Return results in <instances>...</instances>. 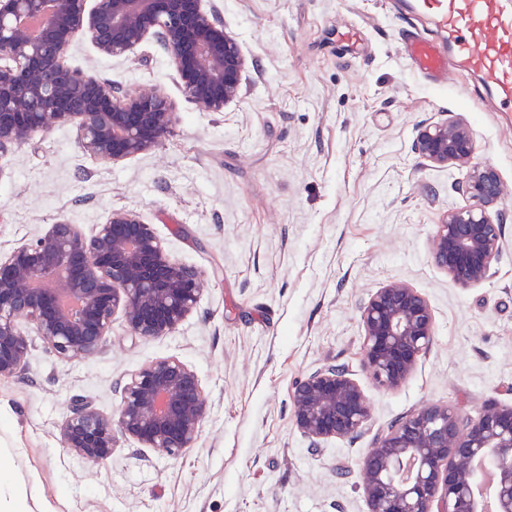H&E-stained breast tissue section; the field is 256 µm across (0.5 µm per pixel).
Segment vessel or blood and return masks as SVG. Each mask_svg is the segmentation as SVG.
Masks as SVG:
<instances>
[{
    "label": "vessel or blood",
    "instance_id": "1",
    "mask_svg": "<svg viewBox=\"0 0 512 512\" xmlns=\"http://www.w3.org/2000/svg\"><path fill=\"white\" fill-rule=\"evenodd\" d=\"M447 31L439 47L413 36L406 43L415 66L432 83L451 70L479 76L494 99L512 110V7L506 0H436Z\"/></svg>",
    "mask_w": 512,
    "mask_h": 512
}]
</instances>
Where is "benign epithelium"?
<instances>
[{"mask_svg":"<svg viewBox=\"0 0 512 512\" xmlns=\"http://www.w3.org/2000/svg\"><path fill=\"white\" fill-rule=\"evenodd\" d=\"M105 57L153 38L175 65L187 97L222 112L238 97L247 68L237 40L205 0H0V159L38 132L73 126L81 150L117 163L160 146L177 120L156 92L118 95L115 85L71 69L65 53L77 36ZM415 150L426 161L465 170L471 203L437 225L432 258L461 288L489 277L502 251V225L488 208L500 176L472 163L462 121L423 126ZM58 273L44 288L32 283ZM203 274L172 258L153 225L134 210L112 211L94 235L65 220L0 254V378L20 374L30 349L27 324L59 357L103 352L121 313L131 335L173 333L196 310ZM70 298L78 311L67 312ZM363 365L381 387L411 376L434 336L432 309L416 289L391 282L360 313ZM118 409L72 401L60 425L62 447L94 463L112 457L118 438L175 457L193 447L207 405L197 373L175 356L153 359L116 384ZM295 428L319 448L352 440L371 406L344 365L328 363L291 393ZM368 512H512V406L487 405L474 419L429 406L395 420L362 461Z\"/></svg>","mask_w":512,"mask_h":512,"instance_id":"benign-epithelium-1","label":"benign epithelium"}]
</instances>
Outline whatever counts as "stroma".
I'll return each mask as SVG.
<instances>
[{"mask_svg":"<svg viewBox=\"0 0 512 512\" xmlns=\"http://www.w3.org/2000/svg\"><path fill=\"white\" fill-rule=\"evenodd\" d=\"M409 0H211L249 62L241 95L207 112L155 40L117 57L76 37L68 66L123 93L155 90L177 121L156 150L118 163L83 153L75 127L12 149L0 176V252L66 220L93 234L138 211L169 253L203 271L197 310L173 334L131 335L63 359L31 337L24 373L0 378V512H367L360 460L398 417L428 405L477 415L512 405V199L492 208L503 248L491 275L458 287L431 257L449 210L469 205L464 169L414 151L428 123L464 119L473 161L512 189V112L465 71L442 86L406 36L442 39L437 11ZM399 281L428 301L434 339L400 387L362 362L360 308ZM175 356L198 374L207 417L180 458L118 441L92 464L61 445L68 404L111 413L116 382ZM333 361L372 406L367 429L311 452L292 421L295 382Z\"/></svg>","mask_w":512,"mask_h":512,"instance_id":"obj_1","label":"stroma"}]
</instances>
